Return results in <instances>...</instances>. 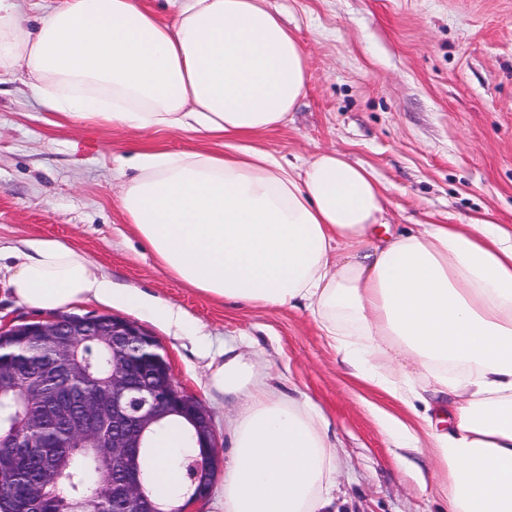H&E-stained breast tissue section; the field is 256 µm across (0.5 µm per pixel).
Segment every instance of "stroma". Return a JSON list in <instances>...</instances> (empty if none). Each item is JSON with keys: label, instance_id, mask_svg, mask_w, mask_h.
<instances>
[{"label": "stroma", "instance_id": "1", "mask_svg": "<svg viewBox=\"0 0 512 512\" xmlns=\"http://www.w3.org/2000/svg\"><path fill=\"white\" fill-rule=\"evenodd\" d=\"M300 42L305 95L287 123L250 145L289 160L333 149L381 182L392 229L459 224L490 211L512 226V0H267ZM220 153L224 140L172 129L138 133L43 109L17 78L0 81V248L43 238L95 261L113 282L181 309V330L148 313L87 302L158 342L174 380L208 412L230 461L240 400L208 385L203 345L251 358L282 397L330 424L338 472L331 512H437L441 473L393 446L376 415L416 416L346 373L301 307L262 308L208 295L167 273L118 205L121 158L142 151ZM7 266L12 258H5ZM0 272V331L52 320L20 305Z\"/></svg>", "mask_w": 512, "mask_h": 512}]
</instances>
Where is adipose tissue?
<instances>
[{
  "label": "adipose tissue",
  "mask_w": 512,
  "mask_h": 512,
  "mask_svg": "<svg viewBox=\"0 0 512 512\" xmlns=\"http://www.w3.org/2000/svg\"><path fill=\"white\" fill-rule=\"evenodd\" d=\"M0 0V76L39 104L142 132L234 139L228 153L140 152L119 206L175 278L250 306L300 305L349 373L447 430L378 418L400 448L431 449L445 512H512V228L485 217L379 234L375 176L323 150L291 162L241 142L287 122L308 83L300 43L265 0H181L169 23L141 0H60L35 26ZM9 288L37 311L137 309L92 259L30 239ZM210 384L241 398L224 512H326L337 484L328 422L225 352Z\"/></svg>",
  "instance_id": "ef3b65f1"
}]
</instances>
